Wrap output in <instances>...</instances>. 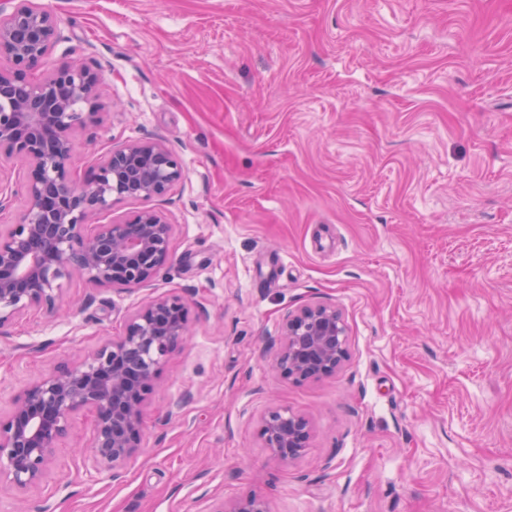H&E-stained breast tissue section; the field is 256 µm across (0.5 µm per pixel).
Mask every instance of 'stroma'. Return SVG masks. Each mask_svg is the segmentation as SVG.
Masks as SVG:
<instances>
[{
	"label": "stroma",
	"instance_id": "35a3bbf8",
	"mask_svg": "<svg viewBox=\"0 0 512 512\" xmlns=\"http://www.w3.org/2000/svg\"><path fill=\"white\" fill-rule=\"evenodd\" d=\"M49 68L101 71L78 178L110 143L160 138L184 178L158 207L172 261L135 292L63 281L57 312L0 327V417L118 336L148 297L190 304L119 476L78 413L36 487L0 512H512V0H36ZM29 175L0 161L15 223ZM336 306L348 356L273 368L288 313ZM274 407L308 450L270 458ZM259 435L270 457L289 462L309 448L311 427L303 415L287 409H273L264 416ZM214 512H270V509L262 497L250 496L239 499L228 506L223 503Z\"/></svg>",
	"mask_w": 512,
	"mask_h": 512
}]
</instances>
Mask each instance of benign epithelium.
Returning a JSON list of instances; mask_svg holds the SVG:
<instances>
[{
	"label": "benign epithelium",
	"instance_id": "7a95c632",
	"mask_svg": "<svg viewBox=\"0 0 512 512\" xmlns=\"http://www.w3.org/2000/svg\"><path fill=\"white\" fill-rule=\"evenodd\" d=\"M0 11V158L30 167L25 207L0 231V327L28 307L51 310L61 280L79 276L94 286L145 288L171 259L173 225L154 207L100 223L123 200L165 199L184 177L180 156L147 138L112 146L92 176H75L73 132L99 121L101 73L73 63L34 78L56 42L55 18L35 0H12ZM83 103L87 111L78 112ZM190 308L171 293L146 299L121 335L81 363L61 365L29 385L0 417V477L10 486L38 485L65 438L73 415L94 414V463L116 476L139 448L142 407L172 350L189 334ZM348 354L347 329L330 304L288 314L276 367L286 379L331 375ZM259 435L268 455L289 462L309 448V420L287 409L263 418ZM214 512H270L250 496Z\"/></svg>",
	"mask_w": 512,
	"mask_h": 512
}]
</instances>
